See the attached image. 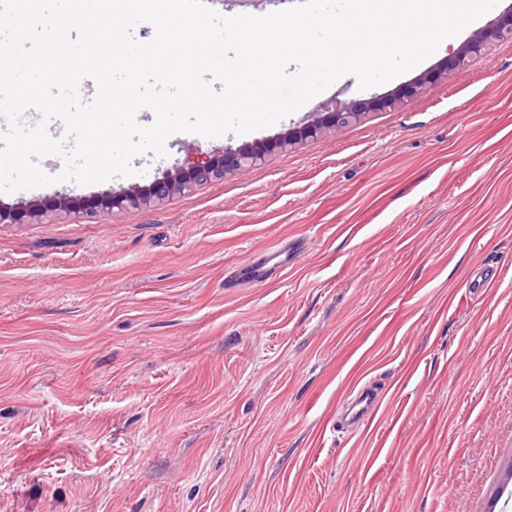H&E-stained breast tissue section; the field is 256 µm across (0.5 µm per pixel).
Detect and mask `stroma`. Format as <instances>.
I'll return each mask as SVG.
<instances>
[{
  "mask_svg": "<svg viewBox=\"0 0 512 512\" xmlns=\"http://www.w3.org/2000/svg\"><path fill=\"white\" fill-rule=\"evenodd\" d=\"M448 58L64 186H147L424 82L189 193L0 224V512H512V40ZM295 238L287 270L225 287ZM369 381L379 408L337 434Z\"/></svg>",
  "mask_w": 512,
  "mask_h": 512,
  "instance_id": "35a3bbf8",
  "label": "stroma"
}]
</instances>
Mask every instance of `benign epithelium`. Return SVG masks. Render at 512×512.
<instances>
[{"label": "benign epithelium", "instance_id": "obj_1", "mask_svg": "<svg viewBox=\"0 0 512 512\" xmlns=\"http://www.w3.org/2000/svg\"><path fill=\"white\" fill-rule=\"evenodd\" d=\"M512 39V15H503L489 28L476 32L466 44L457 49L449 58L450 67L458 69L467 58L480 53L493 40ZM423 82H415L393 97H375L363 104L337 105L317 110L311 119L303 123L294 134L279 141L281 145H290L307 138H312L327 128L339 130L357 118L362 112L375 107L392 106L405 98L420 93ZM273 144L258 142L251 147L239 149L226 148L218 154H204L200 159L187 164H180L166 172L147 188L120 189L99 197L101 205L107 209L138 208L154 202L182 195L192 191L200 184L224 178L236 169L251 166L261 161ZM58 215L82 213L88 218L95 214L93 209H83L77 205L74 197L58 192L53 197L23 207L0 206V224H25L40 221L47 213Z\"/></svg>", "mask_w": 512, "mask_h": 512}]
</instances>
